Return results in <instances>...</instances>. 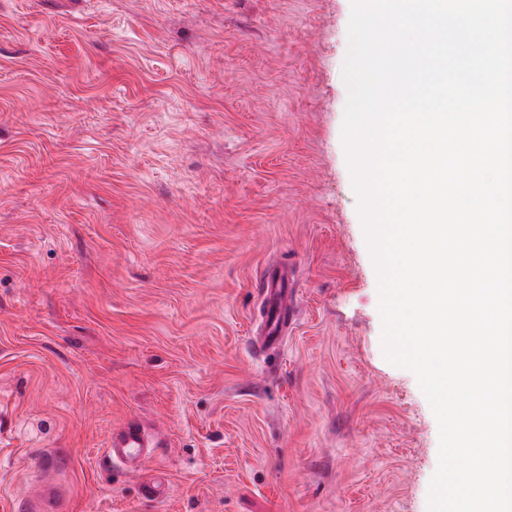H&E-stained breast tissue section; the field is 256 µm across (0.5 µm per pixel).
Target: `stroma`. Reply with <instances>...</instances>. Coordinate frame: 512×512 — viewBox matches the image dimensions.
<instances>
[{"label":"stroma","instance_id":"35a3bbf8","mask_svg":"<svg viewBox=\"0 0 512 512\" xmlns=\"http://www.w3.org/2000/svg\"><path fill=\"white\" fill-rule=\"evenodd\" d=\"M351 8L0 0V512L46 470L64 512H428L438 423L384 357L342 137ZM131 422L136 471L105 452ZM260 299L265 328L262 344L268 347L280 346L285 337L284 328L292 313L288 288L283 284V280H276L270 274H265Z\"/></svg>","mask_w":512,"mask_h":512}]
</instances>
